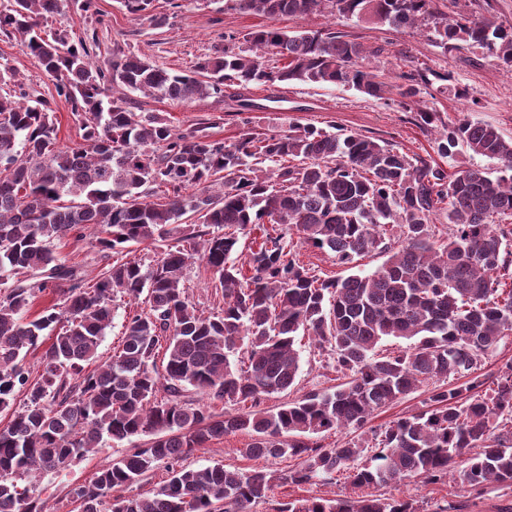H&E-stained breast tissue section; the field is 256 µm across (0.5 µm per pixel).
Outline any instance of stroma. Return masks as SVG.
Listing matches in <instances>:
<instances>
[{
  "instance_id": "1",
  "label": "stroma",
  "mask_w": 512,
  "mask_h": 512,
  "mask_svg": "<svg viewBox=\"0 0 512 512\" xmlns=\"http://www.w3.org/2000/svg\"><path fill=\"white\" fill-rule=\"evenodd\" d=\"M82 0H65L59 13L41 20V29L65 31L93 41L97 49L95 63H111L113 51L131 52L173 72H186L201 58L223 52L224 37L265 25L264 16L236 10L232 0H155L150 12L136 16L129 13L124 0H93L90 11H83ZM276 24L287 32L340 26L354 34L359 42L373 48L391 44L392 53L375 58L374 66L390 69L394 50L405 48L431 69L447 74L448 92L428 89L422 94L424 104L442 112L449 119L465 117L491 124L504 135L512 137V70L507 69L480 50L463 47L443 51L424 34L409 29L393 30L353 21L336 22L325 14L306 18L281 17ZM0 65L16 73L18 93L27 99L45 98L54 108L58 146H76L82 141V131L75 120L71 105L56 93L53 80L46 76L36 61L26 54L15 38L0 35ZM462 88L466 97L454 95V88ZM249 97L255 111L239 113L236 106L237 90L225 88L221 97H206L185 104H176L141 92H133L128 100L134 111L156 115L170 125L183 130L200 122L213 121L210 133L214 139L231 142L248 130L275 133L294 123L319 127L334 126L355 132L378 142H385L408 154H426L434 147L433 134L421 131L410 113L366 96L358 91L335 85L303 83L257 86ZM97 230L87 226L70 233L57 243L60 256L67 263L78 266L86 280H93L106 267L108 260L99 252ZM299 258L312 274L323 279H343L353 271L371 272L384 258L370 253L359 258L356 266L337 262L334 253L306 245L299 246ZM144 298L117 295L112 303L113 321L107 328L98 349L100 360H107L117 349L122 325L128 317L147 310ZM300 370L288 391L263 396L260 406L273 409L297 399L310 391L324 390L337 384V373L330 352L316 347L310 336L298 339ZM428 387H420L398 403L375 413L361 428H346L325 433L322 444H343L358 440L373 445L374 435L391 421L425 410ZM251 438L245 433H231L209 441L184 458L188 468H199L216 463L228 469L242 471L268 470L284 474L296 466L290 457H250L244 450ZM134 443L130 440L107 443L104 453L74 461L67 469L41 475L35 483V495L45 512H78L72 498L76 486L92 481L96 471L107 461L127 454ZM353 488L345 479L335 477L315 484L295 485L276 483L270 497L252 506L251 512H274L278 504L307 497L343 498L352 496ZM381 496L399 495L414 500L420 506L441 504L448 512H512V488L496 485L488 487L477 498L463 493L456 481L424 484L408 480L394 489H381Z\"/></svg>"
}]
</instances>
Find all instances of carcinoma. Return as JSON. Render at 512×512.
I'll list each match as a JSON object with an SVG mask.
<instances>
[{
	"instance_id": "carcinoma-1",
	"label": "carcinoma",
	"mask_w": 512,
	"mask_h": 512,
	"mask_svg": "<svg viewBox=\"0 0 512 512\" xmlns=\"http://www.w3.org/2000/svg\"><path fill=\"white\" fill-rule=\"evenodd\" d=\"M271 23L224 37V53L187 73H173L137 55L91 61L82 39L47 34L39 20L62 0H6L0 33L56 79L71 104L84 144L57 147L51 103L12 94L15 74L0 72V512H43L23 482L57 472L103 450L107 441L150 435L142 447L103 465L73 490L79 512H249L278 478L222 464L180 465L183 456L227 433L245 432L250 457L298 460L283 480L311 484L343 472L355 489L396 487L415 479L453 477L473 496L490 484L512 487V364L476 374L512 336V138L465 117L454 121L420 105L448 74L395 55L398 106L416 126L437 134V157H410L356 133L292 125L268 134L248 131L226 143L210 122L174 129L134 112L128 93L186 103L224 93L230 83L297 81L355 89L383 100L389 74L365 64L385 47L366 48L336 28L289 34L283 17L327 13L338 19L424 28L445 50L464 45L512 67V28L476 10L479 0H234ZM112 95H104L105 84ZM498 163L495 172L458 168V148ZM448 160V165L436 158ZM453 171H448V168ZM157 200H151V197ZM448 221L446 240L429 232ZM335 254L341 264L372 251L386 260L370 273L321 280L299 263L292 238ZM86 225L100 227V251L161 248L156 259L114 260L86 286L54 245ZM258 228L261 241L238 259L239 236ZM179 244L162 247L172 236ZM201 263L224 295L206 315L182 288L184 272ZM62 286L60 302L26 316L36 295ZM146 294L148 311L124 324L121 350L93 372L112 322V297ZM334 355L346 378L335 389L309 392L272 410L218 415L185 399L193 389L213 401L256 404L289 389L300 369L299 332ZM43 373L30 380L27 354L44 337ZM407 342L382 356L388 339ZM164 349L165 365L155 355ZM428 409L390 422L365 446L326 447L314 437L362 427L376 412L429 381ZM167 396L158 397L159 388ZM24 404L14 408L19 394ZM164 466L167 479L146 499L119 495ZM276 512H417L402 496L311 497Z\"/></svg>"
}]
</instances>
